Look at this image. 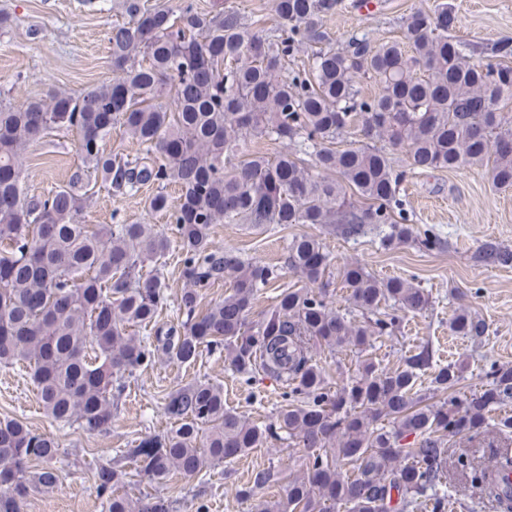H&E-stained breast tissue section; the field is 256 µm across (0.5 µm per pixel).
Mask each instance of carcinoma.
Masks as SVG:
<instances>
[{"mask_svg": "<svg viewBox=\"0 0 512 512\" xmlns=\"http://www.w3.org/2000/svg\"><path fill=\"white\" fill-rule=\"evenodd\" d=\"M338 0H276L275 26L265 33L222 0L199 12L127 0L128 22L112 27V79L80 94L55 91L46 101L0 109V364L25 363L43 411L90 434L112 428L126 379L163 358L192 364L203 349L224 353L237 373L261 372L288 389V403L268 425L224 406V387L195 380L165 404L172 426L124 451L137 475L162 482L236 458L272 437L302 448L303 475L288 479L284 498L260 512H451L448 452L456 439L490 449L485 462L458 453L455 469L512 512V366L492 364L483 380L460 388L464 362L434 370L427 349L394 369L365 358L331 389L312 355L315 344L362 354L373 338L399 329L401 314H417L429 294L407 279L377 280L357 263L339 269L348 300L362 320L330 306L332 257L316 237L288 245L285 265L305 282L284 287L256 321L258 292L276 286L281 268L253 263L211 245L214 224H324L346 237L383 229L380 245L418 242L428 251L445 242L409 223L401 186L418 172L487 167L493 183L512 186V40L479 49L450 36L455 14L446 3L413 10L402 20L404 40L377 45L367 34L346 48H319L309 67L283 74L288 61L326 39L324 24ZM373 80L364 95L359 80ZM118 125L145 156L108 151ZM78 133L81 165L66 186L30 197L22 167L27 145L52 130ZM352 135L344 148L337 144ZM293 146L275 157L253 149L255 138ZM383 142L387 148L377 146ZM407 150L394 165L389 151ZM314 158L309 165L307 157ZM318 168L333 177H319ZM115 196L157 187L149 206L175 224L182 252L181 319L156 336L135 326L156 322L165 297L160 272L171 240L153 224H86L93 186ZM178 186L173 208L168 185ZM494 264L512 252L484 246ZM229 284L224 298L202 304L203 292ZM393 313L378 318L381 304ZM453 336L473 342L489 325L465 307L448 322ZM58 440L17 420L0 421V512H21L32 492L61 481ZM126 472L95 467L102 512H176L163 496L118 492ZM273 467L252 472L237 490L281 483Z\"/></svg>", "mask_w": 512, "mask_h": 512, "instance_id": "cac0c4a2", "label": "carcinoma"}]
</instances>
